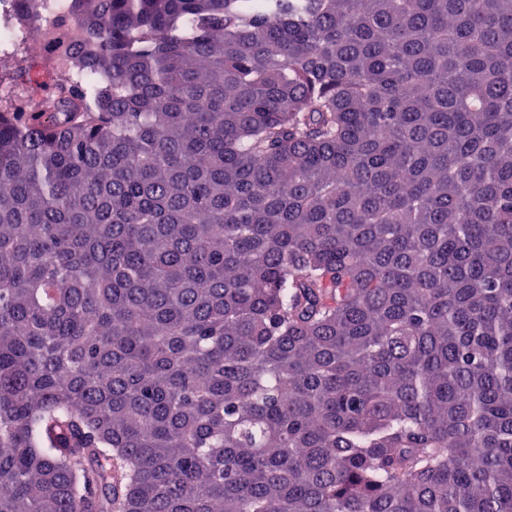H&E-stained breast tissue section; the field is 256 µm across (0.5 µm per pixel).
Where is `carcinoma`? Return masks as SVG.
<instances>
[{"label": "carcinoma", "instance_id": "1", "mask_svg": "<svg viewBox=\"0 0 512 512\" xmlns=\"http://www.w3.org/2000/svg\"><path fill=\"white\" fill-rule=\"evenodd\" d=\"M0 104V512H512V0H71Z\"/></svg>", "mask_w": 512, "mask_h": 512}]
</instances>
